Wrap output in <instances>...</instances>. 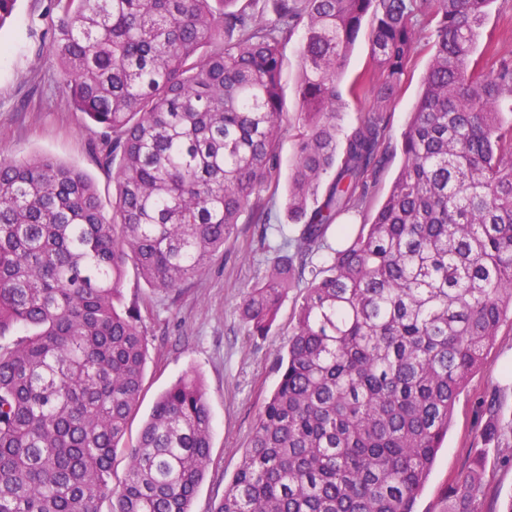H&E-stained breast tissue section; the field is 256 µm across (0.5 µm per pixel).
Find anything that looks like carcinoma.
<instances>
[{
  "label": "carcinoma",
  "mask_w": 512,
  "mask_h": 512,
  "mask_svg": "<svg viewBox=\"0 0 512 512\" xmlns=\"http://www.w3.org/2000/svg\"><path fill=\"white\" fill-rule=\"evenodd\" d=\"M269 2L53 0L49 52L99 130L93 152L116 196L108 217L83 171L0 159V512H191L210 461L204 385L183 374L127 444L147 339L122 284L131 264L171 295L243 216L268 223L284 50L299 31L294 252L247 291L241 317L265 336L295 278L307 292L212 512H415L455 402L512 315V58L473 60L493 0ZM367 16L373 68L350 93L370 87L375 108L338 159L340 77ZM422 20L436 21L434 54L402 166L319 265L327 230L363 211L384 165L383 109ZM482 493L476 465L448 486V512H483Z\"/></svg>",
  "instance_id": "obj_1"
}]
</instances>
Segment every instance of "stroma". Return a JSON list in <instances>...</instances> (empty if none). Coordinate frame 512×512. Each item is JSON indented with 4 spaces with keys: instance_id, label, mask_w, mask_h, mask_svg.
<instances>
[{
    "instance_id": "35a3bbf8",
    "label": "stroma",
    "mask_w": 512,
    "mask_h": 512,
    "mask_svg": "<svg viewBox=\"0 0 512 512\" xmlns=\"http://www.w3.org/2000/svg\"><path fill=\"white\" fill-rule=\"evenodd\" d=\"M50 0H17L9 23L0 29V158L45 154L85 171L93 179L104 211H111L114 174L94 161L91 146L98 130L74 109L49 54L44 18ZM433 23L422 24L419 40L402 77L401 91L387 109V139L392 145L375 188L371 208L386 198L402 157L401 134L422 90L432 60ZM512 56V0H492L475 55L482 64L496 55ZM287 182L279 180L263 193L269 199V228L237 224L224 251L206 272L186 281L178 294L154 292L127 269L125 303H136L147 337V366L137 415L128 437L136 439L156 398L189 370L203 378L214 424L211 458L193 500L192 512H212L250 445L258 414L279 381L278 355L294 332L305 282L289 289L268 335H251L239 306L245 292L278 260L273 247L295 233L284 207ZM497 397L498 420L508 429L504 439L485 438L489 420L485 402ZM512 324L503 323L481 369L457 399L448 435L417 500L416 512H448L449 485L482 460L486 491L484 512H500L512 497Z\"/></svg>"
}]
</instances>
